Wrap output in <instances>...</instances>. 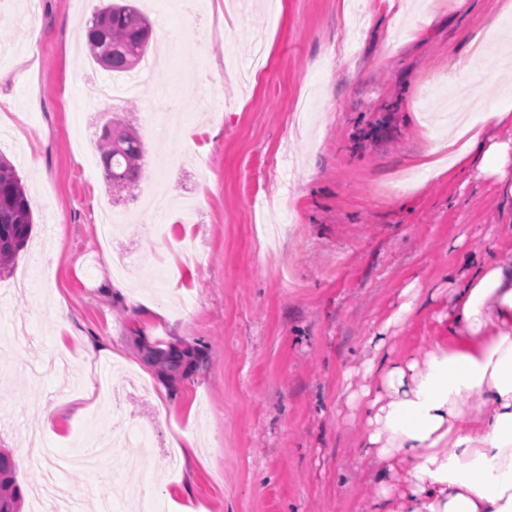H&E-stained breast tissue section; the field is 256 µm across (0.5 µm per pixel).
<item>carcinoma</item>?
Listing matches in <instances>:
<instances>
[{
    "mask_svg": "<svg viewBox=\"0 0 512 512\" xmlns=\"http://www.w3.org/2000/svg\"><path fill=\"white\" fill-rule=\"evenodd\" d=\"M107 14L105 24L92 18L85 41L95 62L106 59L105 69L115 74L131 72L146 57L152 26L134 0H111L98 10ZM98 151L106 175L120 174L121 187L135 189L142 176L144 148L128 116L99 137ZM33 225L25 185L14 164L0 154V271L9 269L26 246ZM21 491L16 463L0 450V512H19Z\"/></svg>",
    "mask_w": 512,
    "mask_h": 512,
    "instance_id": "1",
    "label": "carcinoma"
}]
</instances>
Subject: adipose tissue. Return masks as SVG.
I'll return each mask as SVG.
<instances>
[{
    "instance_id": "1",
    "label": "adipose tissue",
    "mask_w": 512,
    "mask_h": 512,
    "mask_svg": "<svg viewBox=\"0 0 512 512\" xmlns=\"http://www.w3.org/2000/svg\"><path fill=\"white\" fill-rule=\"evenodd\" d=\"M483 170L506 175L512 144L471 124L450 133ZM448 300V333L423 360L381 358L359 397L364 448L382 476L403 472L397 512H512V260L472 255Z\"/></svg>"
}]
</instances>
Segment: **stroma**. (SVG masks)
<instances>
[{
	"label": "stroma",
	"mask_w": 512,
	"mask_h": 512,
	"mask_svg": "<svg viewBox=\"0 0 512 512\" xmlns=\"http://www.w3.org/2000/svg\"><path fill=\"white\" fill-rule=\"evenodd\" d=\"M140 0L156 32L185 30L149 81L113 106H88L84 30L100 0H39L43 32L26 45L25 0H0V84L12 110L0 143L26 182L32 238L0 274V387L20 421L0 425L17 467L22 512L42 472L122 421L148 435L116 462L62 474L86 504L148 512L171 494L200 512H376L378 467L363 446L354 398L371 359L423 357L447 333L449 277L464 255L512 257V176L478 159L450 176L423 162L448 157L440 88L457 61L485 106L512 98V66L486 67L502 46L508 0H439L414 32L413 0ZM39 106L27 108L29 93ZM177 98L184 125L209 126L176 144L179 167L146 153L135 192L109 185L96 149L103 123ZM211 169L196 181L195 159ZM40 159L47 172L31 167ZM159 185L173 207L148 217ZM129 213L112 239L103 208ZM193 239L200 261L182 263ZM127 253L124 273L113 251ZM123 275L131 308L106 288ZM103 350L87 358L89 344ZM183 354L169 368L170 353ZM56 408L43 421V404ZM196 446L181 454L185 437ZM45 448L32 464V444Z\"/></svg>",
	"instance_id": "obj_1"
}]
</instances>
